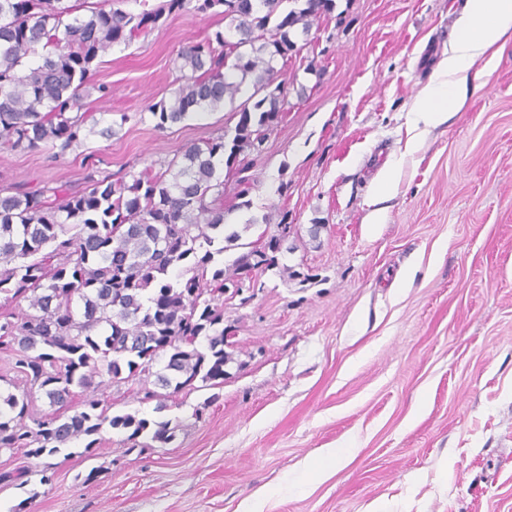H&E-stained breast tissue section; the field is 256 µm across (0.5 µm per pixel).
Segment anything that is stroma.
Segmentation results:
<instances>
[{"label": "stroma", "mask_w": 512, "mask_h": 512, "mask_svg": "<svg viewBox=\"0 0 512 512\" xmlns=\"http://www.w3.org/2000/svg\"><path fill=\"white\" fill-rule=\"evenodd\" d=\"M464 4L336 0L313 24L288 61L304 93L226 185L225 221L247 226L244 241L283 218L290 234L286 272L224 300L232 360L218 399L177 395L167 445L130 450L104 429L94 456L57 457L48 485L42 459L0 452V471L30 470L26 485L0 482V512H241L261 489L263 512H512V44L405 152ZM223 27L167 13L114 47L93 65L96 132L60 156L0 150V192L80 191L88 174L157 169L233 129L224 109L164 129L148 111L180 85L177 53ZM312 59L322 75L306 72ZM330 448L349 462L302 483Z\"/></svg>", "instance_id": "obj_1"}]
</instances>
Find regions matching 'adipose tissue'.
<instances>
[{
    "mask_svg": "<svg viewBox=\"0 0 512 512\" xmlns=\"http://www.w3.org/2000/svg\"><path fill=\"white\" fill-rule=\"evenodd\" d=\"M455 31L454 41L410 111L407 153L417 151L420 134L464 105L467 74L484 73L512 43V0H466Z\"/></svg>",
    "mask_w": 512,
    "mask_h": 512,
    "instance_id": "1",
    "label": "adipose tissue"
}]
</instances>
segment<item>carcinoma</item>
<instances>
[{"instance_id":"obj_1","label":"carcinoma","mask_w":512,"mask_h":512,"mask_svg":"<svg viewBox=\"0 0 512 512\" xmlns=\"http://www.w3.org/2000/svg\"><path fill=\"white\" fill-rule=\"evenodd\" d=\"M188 2L135 13L114 0H0V147L64 152L80 143L93 121L84 111L93 63ZM335 8V0H196L195 11L224 16V30L178 53L182 84L149 111L163 129L228 105L233 133L185 147L163 171L90 175L78 193L0 195V296L29 308L0 313V346L51 408L33 415L30 395L6 381L0 452L25 448L45 459L40 482L51 480V458L78 442L93 452L106 427L134 448L175 439L170 419L110 414L95 395L105 383L154 378L158 390L144 399L158 412L173 394L224 385V292L255 284L253 272L276 268L281 250L276 234L241 242L249 224L226 231L224 172L261 152L288 111L282 68L300 52L297 34ZM234 246L244 252L226 266Z\"/></svg>"}]
</instances>
